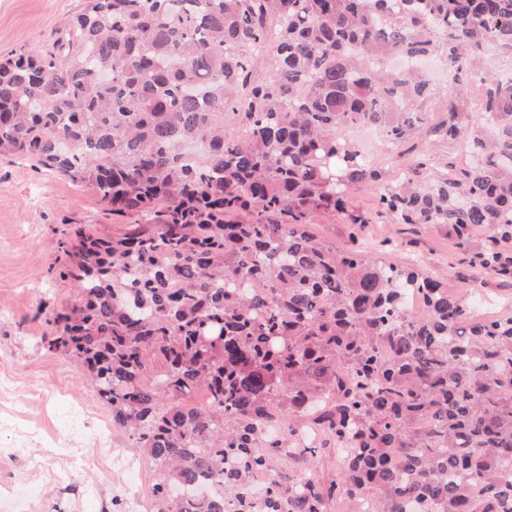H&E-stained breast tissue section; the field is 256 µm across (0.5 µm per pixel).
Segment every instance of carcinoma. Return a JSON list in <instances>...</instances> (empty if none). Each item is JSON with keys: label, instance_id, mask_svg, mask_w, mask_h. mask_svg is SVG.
Masks as SVG:
<instances>
[{"label": "carcinoma", "instance_id": "obj_1", "mask_svg": "<svg viewBox=\"0 0 512 512\" xmlns=\"http://www.w3.org/2000/svg\"><path fill=\"white\" fill-rule=\"evenodd\" d=\"M490 46L512 58V0H86L51 47L0 59V152L135 218L56 241L78 303L42 342L82 363L155 466L152 512H225L229 497L236 512L365 497L375 512H512V316L479 318L386 261L347 206L379 174L345 129L398 146L435 91L420 62L441 55L450 82L478 71L475 122L452 104L426 129L475 165L425 176L423 153L378 207L445 226L460 264L512 279V76L482 72ZM390 56L404 65L373 66ZM327 214L351 226L342 250L313 232ZM254 276L265 295L244 288ZM195 390L205 406L172 403ZM330 444L343 477L326 485ZM290 455L297 469L279 467Z\"/></svg>", "mask_w": 512, "mask_h": 512}]
</instances>
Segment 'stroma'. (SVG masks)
I'll list each match as a JSON object with an SVG mask.
<instances>
[{"label":"stroma","mask_w":512,"mask_h":512,"mask_svg":"<svg viewBox=\"0 0 512 512\" xmlns=\"http://www.w3.org/2000/svg\"><path fill=\"white\" fill-rule=\"evenodd\" d=\"M82 7L83 0H0V55L48 45ZM451 102L472 120L476 81L438 82L435 95L415 109L437 122ZM423 151L433 173L451 162L470 164L462 142L413 131L400 147L380 145L381 184L395 183ZM350 204L372 218L364 230L369 244L392 240L389 262L444 276L449 291L486 315H512V283L486 274L469 289L459 282L458 250L446 229L374 218L376 192L366 185L351 190ZM126 222L92 185L0 153V512H112L116 499L149 497L157 479L136 440L113 425L81 365L41 343L54 311L76 299L57 277L65 263L57 239L73 224L106 235Z\"/></svg>","instance_id":"35a3bbf8"}]
</instances>
